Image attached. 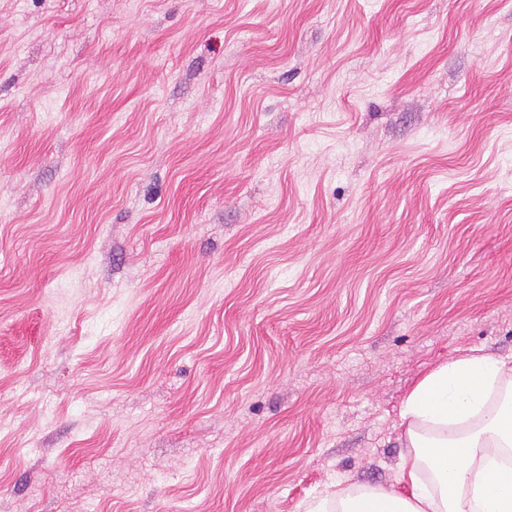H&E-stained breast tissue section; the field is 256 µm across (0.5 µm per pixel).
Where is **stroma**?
Returning <instances> with one entry per match:
<instances>
[{
    "mask_svg": "<svg viewBox=\"0 0 512 512\" xmlns=\"http://www.w3.org/2000/svg\"><path fill=\"white\" fill-rule=\"evenodd\" d=\"M512 360V0H0V512H304Z\"/></svg>",
    "mask_w": 512,
    "mask_h": 512,
    "instance_id": "obj_1",
    "label": "stroma"
}]
</instances>
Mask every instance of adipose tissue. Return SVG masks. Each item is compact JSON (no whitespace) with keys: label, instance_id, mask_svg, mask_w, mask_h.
Here are the masks:
<instances>
[{"label":"adipose tissue","instance_id":"adipose-tissue-1","mask_svg":"<svg viewBox=\"0 0 512 512\" xmlns=\"http://www.w3.org/2000/svg\"><path fill=\"white\" fill-rule=\"evenodd\" d=\"M512 363L479 351L438 365L406 397L407 444L392 483L337 487L336 512H512V397L491 403Z\"/></svg>","mask_w":512,"mask_h":512}]
</instances>
